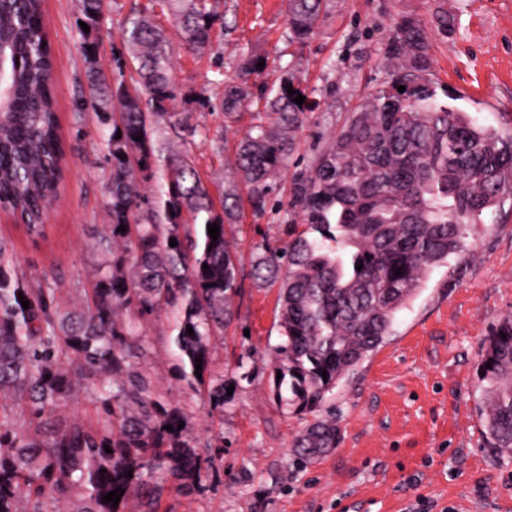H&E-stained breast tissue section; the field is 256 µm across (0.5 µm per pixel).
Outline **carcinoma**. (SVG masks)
I'll use <instances>...</instances> for the list:
<instances>
[{
    "label": "carcinoma",
    "mask_w": 512,
    "mask_h": 512,
    "mask_svg": "<svg viewBox=\"0 0 512 512\" xmlns=\"http://www.w3.org/2000/svg\"><path fill=\"white\" fill-rule=\"evenodd\" d=\"M162 2L180 22L186 47L205 51L214 24L208 2ZM328 2L288 0L291 42L306 44ZM80 11L89 26L82 55L96 57L101 0H80ZM126 34L130 61L116 60L111 72L87 67L88 95L77 103L109 130L103 151L110 224L97 246L112 250V260L98 264L80 304L66 307L59 289L33 287L14 273L12 253L0 242V512H121L133 492L147 512H156L167 483L196 485L213 466L214 459L197 453L187 413L163 403L135 365L133 317L176 311L182 377L191 386L202 383L198 358L201 376L211 375L212 341L233 315L238 288L224 221L242 187L264 209L313 111L311 101L299 105L288 94L294 86L288 75L257 98L242 83L215 80L223 86L224 121L250 116L223 211L215 210L193 160L181 153L166 160L165 198L144 207V175L157 162L152 136L175 88L168 42L155 19L133 14ZM47 41L42 0H0V210L27 220L33 235L43 232L40 214L64 178ZM388 51L401 62L397 73L294 181L291 205L304 229L288 225V245L264 246L254 265L255 278L280 282L283 342L274 348L270 383L276 399L297 413L320 406L383 343L426 275L463 252L467 226L498 205L500 191L512 189V136L473 125L438 100L431 81L417 79L430 71L420 24L397 22ZM185 212L202 220L194 236ZM213 223L215 241L208 234ZM479 373L492 447L511 455V316L489 336ZM85 392L102 409L97 424L58 414ZM206 404L210 417L223 416V377L208 389ZM334 447L336 425L328 421L295 442L307 459ZM119 487L125 492L118 505L104 503Z\"/></svg>",
    "instance_id": "cac0c4a2"
}]
</instances>
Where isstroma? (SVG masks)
Instances as JSON below:
<instances>
[{
  "label": "stroma",
  "mask_w": 512,
  "mask_h": 512,
  "mask_svg": "<svg viewBox=\"0 0 512 512\" xmlns=\"http://www.w3.org/2000/svg\"><path fill=\"white\" fill-rule=\"evenodd\" d=\"M212 2V49L194 54L157 0H109L100 30L105 67L125 51L123 22L131 11L155 14L171 43L176 98L158 146L188 152L218 205L229 178L225 164L249 121L225 125L213 79L237 78L246 56H262L268 68L263 80H250L251 91L288 67L315 109L264 210L242 203L226 227L237 248L240 288L211 350L213 372L233 388L223 420L210 418L205 394L180 377L172 313L140 320L137 366L162 400L190 414L192 436L224 437L215 475L188 492L166 484L157 512H512V454L492 448L486 435L478 370L487 337L512 316L511 200L468 227L464 251L430 272L385 343L310 412L294 413L272 394L273 349L281 342L278 286L252 275L262 244L287 243V225L299 221L289 205L295 177L396 69L388 40L400 19L422 25L430 78L447 90L449 106L475 125L512 133V0H331L301 47L288 39L287 0ZM79 5L43 0L66 152L59 198L35 237L0 213V241L17 273L72 297L89 287L104 257L93 243L108 224L105 132L92 111L75 106L87 91ZM442 15L444 30L437 23ZM318 420L335 423L336 446L300 460L293 441Z\"/></svg>",
  "instance_id": "35a3bbf8"
}]
</instances>
